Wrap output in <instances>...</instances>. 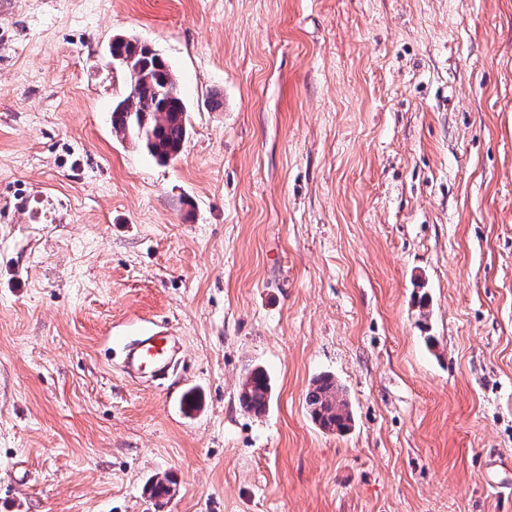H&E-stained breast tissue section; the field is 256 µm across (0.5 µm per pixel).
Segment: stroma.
<instances>
[{
	"instance_id": "obj_1",
	"label": "stroma",
	"mask_w": 512,
	"mask_h": 512,
	"mask_svg": "<svg viewBox=\"0 0 512 512\" xmlns=\"http://www.w3.org/2000/svg\"><path fill=\"white\" fill-rule=\"evenodd\" d=\"M119 34L180 80L174 160L112 131ZM149 321L182 347L161 386L121 368ZM323 374L345 432L308 414ZM508 485L512 0H0V512H512ZM270 398L271 383L267 373L260 368L248 372L241 383L240 404L248 411L261 414L266 410Z\"/></svg>"
}]
</instances>
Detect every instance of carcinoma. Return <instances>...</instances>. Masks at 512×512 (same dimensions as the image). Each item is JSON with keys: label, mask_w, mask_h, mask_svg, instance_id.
<instances>
[{"label": "carcinoma", "mask_w": 512, "mask_h": 512, "mask_svg": "<svg viewBox=\"0 0 512 512\" xmlns=\"http://www.w3.org/2000/svg\"><path fill=\"white\" fill-rule=\"evenodd\" d=\"M110 54L122 58L125 70L137 75V89L112 107V130L131 137L160 162L175 159L189 134L187 108L172 68L150 46L118 36ZM271 398L267 373L256 368L241 383L239 401L247 410L263 413ZM313 420L325 430L342 431L351 422L348 404L329 376L314 380L306 394Z\"/></svg>", "instance_id": "cac0c4a2"}]
</instances>
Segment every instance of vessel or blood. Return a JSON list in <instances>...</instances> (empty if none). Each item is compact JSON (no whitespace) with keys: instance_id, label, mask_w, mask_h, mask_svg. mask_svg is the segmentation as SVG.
Wrapping results in <instances>:
<instances>
[{"instance_id":"1","label":"vessel or blood","mask_w":512,"mask_h":512,"mask_svg":"<svg viewBox=\"0 0 512 512\" xmlns=\"http://www.w3.org/2000/svg\"><path fill=\"white\" fill-rule=\"evenodd\" d=\"M181 356L167 328L153 326L131 340L125 349L124 371L133 378H162Z\"/></svg>"}]
</instances>
